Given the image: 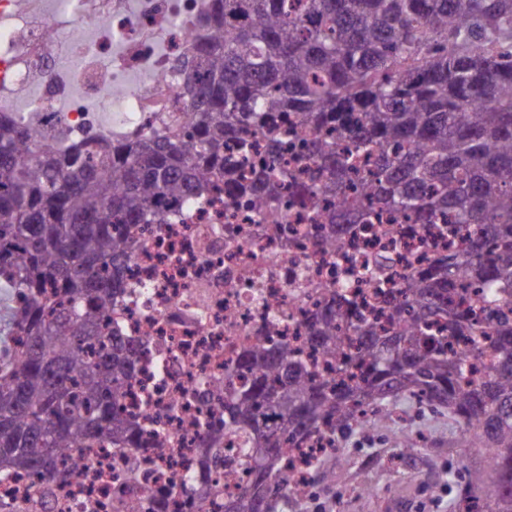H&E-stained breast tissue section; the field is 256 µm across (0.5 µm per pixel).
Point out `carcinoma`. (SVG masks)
<instances>
[{"instance_id":"carcinoma-1","label":"carcinoma","mask_w":512,"mask_h":512,"mask_svg":"<svg viewBox=\"0 0 512 512\" xmlns=\"http://www.w3.org/2000/svg\"><path fill=\"white\" fill-rule=\"evenodd\" d=\"M206 2L200 49L176 64L188 111L51 148L23 113L0 112V480L28 474L48 490L72 479L70 452L148 437L163 458V430L121 407L145 347L116 325L104 334L134 238L176 222L219 178L276 216L291 143L321 172L314 189L338 202L332 227L312 231L319 251L342 254L382 212L469 243L398 282L383 260L354 265L386 326L353 323L349 288L326 289L307 330L332 375L270 321L224 389V423L205 429L204 460L248 472L222 512H276L302 495L283 449L328 438L309 456L316 477L340 438L393 420L401 399L448 412L460 447L487 449L462 464L454 512H512V0ZM283 113L294 121L272 131L265 162L240 182L253 135ZM361 156L373 166L360 169ZM455 338L467 348L454 355ZM487 352L495 365L475 380ZM396 441L409 452L422 435L404 427ZM185 485L193 512H212L214 485ZM172 497L153 491L129 509L169 512Z\"/></svg>"}]
</instances>
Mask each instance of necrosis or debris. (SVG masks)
<instances>
[{"label":"necrosis or debris","instance_id":"obj_1","mask_svg":"<svg viewBox=\"0 0 512 512\" xmlns=\"http://www.w3.org/2000/svg\"><path fill=\"white\" fill-rule=\"evenodd\" d=\"M0 0V112L27 97L29 120L70 138L85 127L103 131L146 128L171 105V62L196 48L197 16L205 0ZM297 176L293 204L282 217L291 241L265 231L270 219L245 207L228 182H218L204 208L176 224L150 227L124 273L128 285L151 281L114 312L126 335L149 344L153 355L125 385L121 405L150 416L171 440L164 459L152 449L124 453L82 448L69 454L77 471L59 490L62 512H126L144 491L181 486L201 467L205 422L222 404L214 395L239 352L280 316L283 336L306 348L307 324L324 288L346 277L350 259H389L397 276L426 266L442 248L461 250L464 238L442 244L429 226L385 216L381 240H349L343 255L316 251L311 229L332 204L311 191L305 158L289 161ZM134 470L138 483L124 484Z\"/></svg>","mask_w":512,"mask_h":512}]
</instances>
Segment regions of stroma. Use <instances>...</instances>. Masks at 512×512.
Listing matches in <instances>:
<instances>
[{
	"label": "stroma",
	"mask_w": 512,
	"mask_h": 512,
	"mask_svg": "<svg viewBox=\"0 0 512 512\" xmlns=\"http://www.w3.org/2000/svg\"><path fill=\"white\" fill-rule=\"evenodd\" d=\"M397 411L414 417L426 437L423 448L400 456L384 429L366 438L350 436L336 464L322 466L315 492L289 500L281 512H452L444 487L461 459H478L477 449L460 447V434L447 417L418 414L406 402ZM364 483L375 486L374 496L359 494Z\"/></svg>",
	"instance_id": "obj_1"
}]
</instances>
